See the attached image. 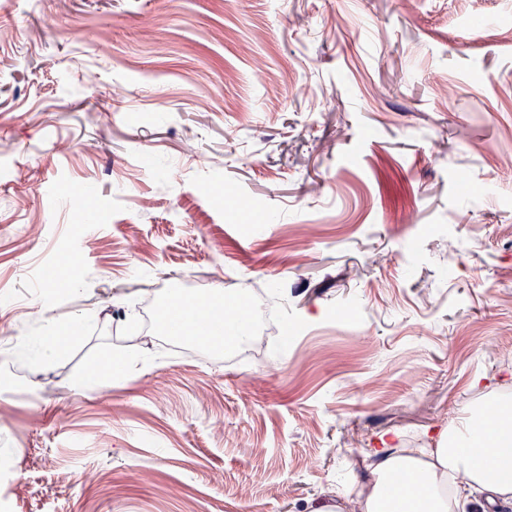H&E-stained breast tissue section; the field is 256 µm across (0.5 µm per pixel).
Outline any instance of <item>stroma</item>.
Wrapping results in <instances>:
<instances>
[{"instance_id": "stroma-1", "label": "stroma", "mask_w": 512, "mask_h": 512, "mask_svg": "<svg viewBox=\"0 0 512 512\" xmlns=\"http://www.w3.org/2000/svg\"><path fill=\"white\" fill-rule=\"evenodd\" d=\"M508 28L512 0H0V512H309L383 439L501 404ZM273 284L268 361L126 332Z\"/></svg>"}]
</instances>
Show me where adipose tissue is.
I'll list each match as a JSON object with an SVG mask.
<instances>
[{"label":"adipose tissue","mask_w":512,"mask_h":512,"mask_svg":"<svg viewBox=\"0 0 512 512\" xmlns=\"http://www.w3.org/2000/svg\"><path fill=\"white\" fill-rule=\"evenodd\" d=\"M366 476L351 496L323 497L311 512H384L396 499L399 512H492L512 504V410L494 422L482 419L441 433L436 447L416 450L384 443L365 466ZM417 492L406 496L403 483Z\"/></svg>","instance_id":"obj_1"}]
</instances>
